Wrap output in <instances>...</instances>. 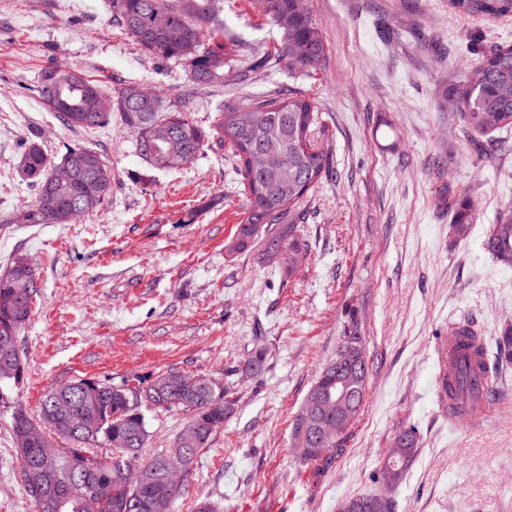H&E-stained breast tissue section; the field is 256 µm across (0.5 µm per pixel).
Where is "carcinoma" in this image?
Wrapping results in <instances>:
<instances>
[{"instance_id": "carcinoma-1", "label": "carcinoma", "mask_w": 512, "mask_h": 512, "mask_svg": "<svg viewBox=\"0 0 512 512\" xmlns=\"http://www.w3.org/2000/svg\"><path fill=\"white\" fill-rule=\"evenodd\" d=\"M219 0H110L112 25L124 31L148 55L182 67L192 89L238 85L266 69L271 59L289 72L314 77L324 43L304 0H250L252 9L269 20L280 40L274 51L257 47L236 55L234 40L224 43V19ZM451 10L480 20L512 17V0H449ZM478 60L471 64L455 90L464 126L471 132L491 133L512 128V46L482 43L474 37ZM36 92L42 103L71 128L93 130L112 122L118 113L123 125L136 131V151L153 171H166L194 162L212 140L228 145L238 161L244 223L238 225L230 252L252 246L266 233V254L293 276L302 263L305 243L298 235L305 223L303 206L330 171L332 156L315 144L321 125L320 110L311 93L295 90L288 96L261 94L242 104L229 105L209 128L188 110L160 95L128 84L106 95L101 86L77 70L48 67L40 75ZM20 181L32 185L34 200L16 220L24 224H71L81 216L102 210L112 196V167L93 147H65L60 161L48 158L41 138L25 141L16 165ZM475 214L468 201L452 212L450 231L469 237ZM276 225L274 232L269 226ZM485 250L497 261L512 266V212L503 214L485 240ZM39 289L33 263L15 255L0 272V383L18 389L26 364L20 337L31 321ZM467 339L478 347L480 360L472 364L465 347L448 348L439 375L453 382L452 418L475 415L480 401L472 398L471 376L479 369L491 383L503 359L512 360V328L490 340L472 322L463 330L448 327V339ZM363 341L357 324L348 327L333 360L322 368L307 393L296 419V435L318 410L320 389L331 377L348 340ZM267 351L259 347L243 371L253 377L264 370ZM368 378L330 410L342 413L339 431L316 442L318 448H339L359 417L368 397ZM0 405L12 409V431L20 460L24 488L41 492L37 512H172L185 489V481L198 452L234 412L229 388L206 376L169 370L149 380L112 384L76 378L48 389L41 400L40 420H32L20 403L1 391ZM182 407L190 413L174 445L148 459L141 470L128 461L149 437L145 411ZM69 438L75 447L65 454L42 447L44 436ZM420 448L415 428L400 431L386 456L397 462L394 481H402Z\"/></svg>"}]
</instances>
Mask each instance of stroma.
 <instances>
[{"label":"stroma","mask_w":512,"mask_h":512,"mask_svg":"<svg viewBox=\"0 0 512 512\" xmlns=\"http://www.w3.org/2000/svg\"><path fill=\"white\" fill-rule=\"evenodd\" d=\"M324 53L315 79L273 64L248 82L184 96L181 68L144 54L112 24L104 0H0V267L33 261L38 310L22 335L30 416L51 386L120 383L170 369L228 383L234 414L202 449L173 512L209 498L216 512H337L382 490L393 437L414 427L420 448L391 497L395 512H512V402L495 416L450 418L437 394L440 349L453 322L485 335L512 326V267L484 239L512 205V130L464 133L448 100L475 56L474 32L512 45V17L459 15L448 0H308ZM225 35L243 51L275 46L276 27L237 0ZM55 65L105 90L135 83L210 125L222 105L288 88L311 91L325 128L315 139L332 173L306 199L307 245L294 276L263 240L230 253L244 218L236 160L211 143L193 163L151 171L120 120L64 125L33 93ZM41 133L49 155L86 144L112 165L103 212L74 224H13L35 190L19 182L22 145ZM477 206L471 235L450 232L445 197ZM357 320L369 361L368 400L340 450L305 459L294 437L301 403ZM266 348L261 376L242 366ZM188 418L148 411L150 458ZM11 414L0 408V512H35L19 481Z\"/></svg>","instance_id":"1"}]
</instances>
